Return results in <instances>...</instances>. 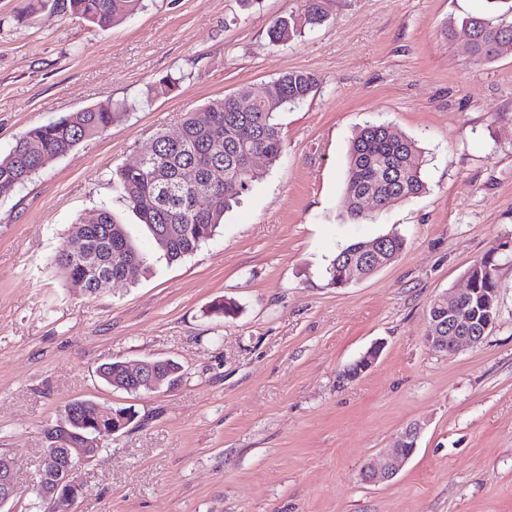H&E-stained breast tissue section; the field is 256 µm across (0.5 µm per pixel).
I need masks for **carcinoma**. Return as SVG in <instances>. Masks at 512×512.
Returning <instances> with one entry per match:
<instances>
[{
    "mask_svg": "<svg viewBox=\"0 0 512 512\" xmlns=\"http://www.w3.org/2000/svg\"><path fill=\"white\" fill-rule=\"evenodd\" d=\"M141 5L142 0H66L72 15L101 29L134 15ZM328 8V0H303L297 12L274 20L268 29L270 42L286 44L305 37L325 21ZM463 25L471 26L475 35L471 55L478 64L512 49V24L494 25L483 17L477 21L471 16ZM317 85L315 75L289 71L268 82L258 95L242 88L233 95L212 100L205 106L207 124L201 125L194 115H186L175 128L158 134L143 166L120 167L112 174V191L145 224L159 257L169 263L178 262L215 235L224 213L262 177L252 167V155L262 154L270 166L282 157L279 113L288 105L305 101ZM128 108L127 103L110 108L88 107L27 129L9 153L0 157V196L29 181L50 160L105 131L119 112ZM424 163V151L416 140L394 133L385 124L364 125L348 152L345 195L349 219H365L361 197L366 192L377 197L380 209L386 201H409L422 195L427 188ZM189 166L203 176L213 168L219 169L224 181L235 184V190L229 193L220 184L209 196H197L181 179ZM69 239L85 240L88 251L76 254L63 247L56 262L72 287L84 294H93L94 281L101 272L116 283L127 278L128 269L140 273L150 269L149 259L136 246L127 226L119 223L106 207L72 225ZM377 241L376 237L359 240L341 248L326 267L329 284L341 282L346 265L362 259ZM404 248V239L393 236L382 266L394 262ZM499 254L494 247L468 268L472 287H497ZM99 377L108 385L124 378L121 361L101 365ZM72 412L85 425L109 434L112 427L131 423L135 418L128 408L116 413L109 408L100 413L88 399L76 407L67 405L60 420L69 422Z\"/></svg>",
    "mask_w": 512,
    "mask_h": 512,
    "instance_id": "1",
    "label": "carcinoma"
}]
</instances>
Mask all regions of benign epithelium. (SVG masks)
Wrapping results in <instances>:
<instances>
[{"label":"benign epithelium","instance_id":"benign-epithelium-1","mask_svg":"<svg viewBox=\"0 0 512 512\" xmlns=\"http://www.w3.org/2000/svg\"><path fill=\"white\" fill-rule=\"evenodd\" d=\"M498 316V289L465 287L452 294L436 297L428 315L426 345L438 352H455L466 345H476L494 326ZM382 346L374 345L356 362L348 367L342 380L353 381L367 372L377 361ZM159 360H142L135 364H124L125 377L145 386L151 391L164 383ZM421 428L417 424L406 427L399 435L398 447L380 465L366 463L361 471V480L366 483H380L393 479L402 463L416 451ZM45 438L47 448L43 449L41 480L37 492L45 500L56 504L72 501L82 491L78 479V467L74 461H90L101 450L99 436L94 432L74 433L62 425L51 431ZM17 492L15 483V462L0 457V505L9 501Z\"/></svg>","mask_w":512,"mask_h":512}]
</instances>
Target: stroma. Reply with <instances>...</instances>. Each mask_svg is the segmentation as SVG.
Listing matches in <instances>:
<instances>
[{"label":"stroma","mask_w":512,"mask_h":512,"mask_svg":"<svg viewBox=\"0 0 512 512\" xmlns=\"http://www.w3.org/2000/svg\"><path fill=\"white\" fill-rule=\"evenodd\" d=\"M63 2L0 0V156L64 113L129 108L0 197V455L18 486L0 512H26L44 429L81 399L137 417L81 465L70 512H512V254L482 343L446 354L424 340L430 302L512 239V51L475 63L461 26L512 14L488 0H329L320 27L275 45L269 26L301 0H143L107 30ZM292 70L318 87L282 110V158L212 239L107 292L71 288L54 257L101 203L154 251L113 170L184 114ZM167 75L178 85L154 94ZM368 122L418 141L428 189L353 224L348 148ZM388 233L406 240L395 263L329 285L335 251ZM222 299L238 314H211ZM377 342L376 364L342 380ZM115 358L171 359L183 377L130 394L97 376ZM412 424L416 454L362 482Z\"/></svg>","instance_id":"obj_1"}]
</instances>
